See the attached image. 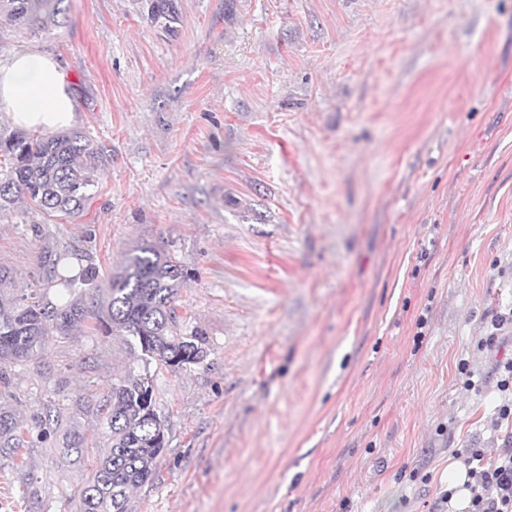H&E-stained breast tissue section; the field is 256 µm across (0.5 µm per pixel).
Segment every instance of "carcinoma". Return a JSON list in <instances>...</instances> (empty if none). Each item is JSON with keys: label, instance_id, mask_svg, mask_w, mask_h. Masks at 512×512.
Returning a JSON list of instances; mask_svg holds the SVG:
<instances>
[{"label": "carcinoma", "instance_id": "cac0c4a2", "mask_svg": "<svg viewBox=\"0 0 512 512\" xmlns=\"http://www.w3.org/2000/svg\"><path fill=\"white\" fill-rule=\"evenodd\" d=\"M65 0H0V16L17 28L39 33L59 24ZM147 18L167 32L176 20L174 0H147ZM106 160L102 146L81 130L56 134L0 133V213L24 198L48 216H80L95 185V172ZM74 252L47 279L61 287L59 303L0 297V362H27L49 338L66 335L78 322L94 320L98 328L120 337L131 356L142 362L112 381L101 405L112 446L92 481L79 495V512H129V492L153 481L167 444V420L155 409L149 367L182 369L207 354V339L180 327L175 297L185 276L181 265L155 245L144 243L124 254L120 271L107 288L96 284V269L83 267ZM88 286L92 305L65 299L77 282ZM18 424L0 405V449L19 447Z\"/></svg>", "mask_w": 512, "mask_h": 512}]
</instances>
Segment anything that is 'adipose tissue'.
<instances>
[{"label": "adipose tissue", "instance_id": "adipose-tissue-1", "mask_svg": "<svg viewBox=\"0 0 512 512\" xmlns=\"http://www.w3.org/2000/svg\"><path fill=\"white\" fill-rule=\"evenodd\" d=\"M0 111L23 129L54 130L74 120L70 77L55 57L34 50L0 64Z\"/></svg>", "mask_w": 512, "mask_h": 512}]
</instances>
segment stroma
<instances>
[{
  "label": "stroma",
  "mask_w": 512,
  "mask_h": 512,
  "mask_svg": "<svg viewBox=\"0 0 512 512\" xmlns=\"http://www.w3.org/2000/svg\"><path fill=\"white\" fill-rule=\"evenodd\" d=\"M68 5L37 36L0 21V63L58 58L112 160L81 217L0 214V293L55 299L49 260L74 251L103 288L143 243L182 265L208 353L152 372L168 447L132 512H432L453 450L512 434L490 424L512 327L475 349L512 306V0H175L170 33L142 0ZM128 361L86 322L0 364L25 440L0 512H78ZM510 324L512 326V308L510 307L508 312H500L496 316L491 318L490 332L482 337L477 343V349L479 351L498 352L505 337L500 336L502 329L505 325Z\"/></svg>",
  "instance_id": "stroma-1"
}]
</instances>
